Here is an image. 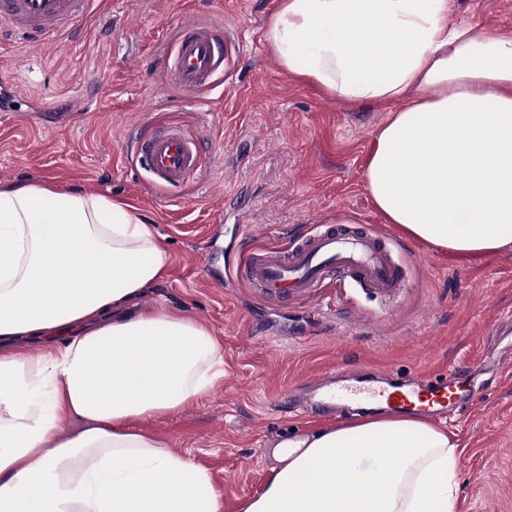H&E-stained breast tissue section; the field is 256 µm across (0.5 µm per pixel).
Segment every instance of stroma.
Masks as SVG:
<instances>
[{
  "instance_id": "stroma-1",
  "label": "stroma",
  "mask_w": 512,
  "mask_h": 512,
  "mask_svg": "<svg viewBox=\"0 0 512 512\" xmlns=\"http://www.w3.org/2000/svg\"><path fill=\"white\" fill-rule=\"evenodd\" d=\"M278 0H96L70 34L39 46L0 37V187L46 182L125 201L153 224L171 261L142 298L205 323L224 375L147 430L206 469L224 512H242L288 432L331 425L282 400L310 375L369 367L462 375L481 408L439 419L461 449L456 512H512V252L459 260L385 223L364 163L389 105L347 106L283 70L264 39ZM460 23L512 30V0H452ZM224 27V79L191 95L158 58L184 20ZM197 135L204 168L177 188L150 177L135 134ZM358 218L397 244L408 286L393 299L346 282L289 306L206 274L235 265L242 232L286 246L309 225ZM218 231L209 248L201 238Z\"/></svg>"
}]
</instances>
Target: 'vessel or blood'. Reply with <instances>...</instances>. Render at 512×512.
Listing matches in <instances>:
<instances>
[{"instance_id": "obj_1", "label": "vessel or blood", "mask_w": 512, "mask_h": 512, "mask_svg": "<svg viewBox=\"0 0 512 512\" xmlns=\"http://www.w3.org/2000/svg\"><path fill=\"white\" fill-rule=\"evenodd\" d=\"M91 0H0V26L34 45L74 28L89 11ZM171 79L195 94L211 88L224 74V34L196 21L184 22L181 36L161 57ZM135 148L150 172L169 186L201 170L204 156L197 138L171 128L137 141ZM393 242L384 235L353 224H318L286 247H250L244 254L246 281L286 302L309 299L337 276L382 294L401 290L405 274L394 261ZM364 370L336 372L304 382L295 396L308 414L344 416L351 406L385 400L388 411L412 409L416 388H425L437 415L457 410L460 395L447 375L405 376L389 393L369 388L354 391Z\"/></svg>"}]
</instances>
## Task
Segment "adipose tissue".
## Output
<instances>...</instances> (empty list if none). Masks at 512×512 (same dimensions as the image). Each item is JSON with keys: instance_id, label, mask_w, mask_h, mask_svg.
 I'll return each mask as SVG.
<instances>
[{"instance_id": "ef3b65f1", "label": "adipose tissue", "mask_w": 512, "mask_h": 512, "mask_svg": "<svg viewBox=\"0 0 512 512\" xmlns=\"http://www.w3.org/2000/svg\"><path fill=\"white\" fill-rule=\"evenodd\" d=\"M450 13V0H279L265 40L338 101L397 103L364 166L375 208L479 259L512 252V31ZM169 260L122 201L0 188V512H223L209 472L140 427L224 374L205 324L139 305ZM275 456L242 512H456L459 443L421 417L292 433Z\"/></svg>"}]
</instances>
